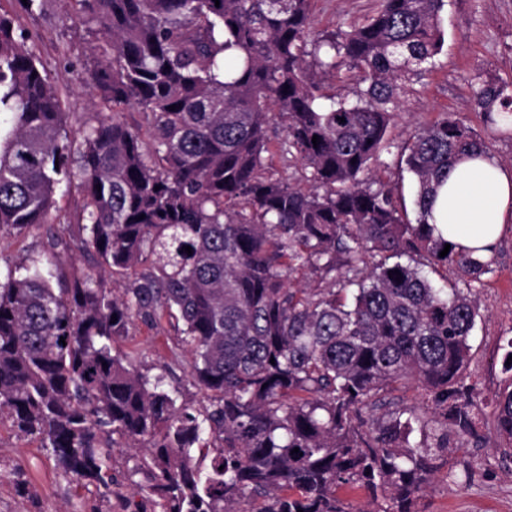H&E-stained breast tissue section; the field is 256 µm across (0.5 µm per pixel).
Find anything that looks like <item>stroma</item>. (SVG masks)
Masks as SVG:
<instances>
[{
	"label": "stroma",
	"instance_id": "1",
	"mask_svg": "<svg viewBox=\"0 0 512 512\" xmlns=\"http://www.w3.org/2000/svg\"><path fill=\"white\" fill-rule=\"evenodd\" d=\"M375 0H315L314 30L332 33L362 22ZM17 13V23L56 84L67 112L65 130L76 137L97 120L99 107L87 69L96 44L70 0H45L41 14L19 12L15 0H0V11ZM444 43L435 66L422 80L400 92L397 117L389 130L403 144L418 129L448 114L462 120L490 147L492 159L512 167V138L487 125L473 93L491 82L512 93V0H446L441 13ZM481 318L473 332V358L465 371L474 383L476 407L483 415L478 438L449 447L437 461L431 484L421 493L419 512H512V456L500 437L491 400L512 373L503 368V346L512 338V223L494 252L491 274L476 287ZM169 323L135 322L117 351L137 350L152 373H166L183 400L199 407L204 394L191 383V359L173 358ZM118 483L109 497L84 487L57 468L39 441L18 437L10 422L0 423V512H132L142 496L128 479L127 455L113 463Z\"/></svg>",
	"mask_w": 512,
	"mask_h": 512
}]
</instances>
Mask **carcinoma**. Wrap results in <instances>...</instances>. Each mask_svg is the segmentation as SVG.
Here are the masks:
<instances>
[{"instance_id": "obj_1", "label": "carcinoma", "mask_w": 512, "mask_h": 512, "mask_svg": "<svg viewBox=\"0 0 512 512\" xmlns=\"http://www.w3.org/2000/svg\"><path fill=\"white\" fill-rule=\"evenodd\" d=\"M70 2L98 36L93 87L109 109L77 138L25 31L0 13V230L46 237L44 259L0 274V421L106 496L116 449L135 450L150 512H238L246 499L251 512H417L448 429L476 434L472 283L492 272L471 250L439 256L447 241L428 222L454 165L489 154L468 126L444 115L397 149L415 219L377 175L403 84L442 48L445 0H378L325 36L312 0ZM341 70L351 96L318 103ZM474 101L512 133V94L488 83ZM121 106L142 112L151 147ZM275 153L307 188L269 164ZM75 175L76 222L54 224ZM77 253L87 268L64 265ZM448 264L457 277L438 287L430 274ZM107 273L128 276L120 296ZM165 317L206 395L193 411L113 348L136 320ZM409 381L430 414L380 403ZM494 415L512 446V384ZM355 490L357 509L341 495Z\"/></svg>"}]
</instances>
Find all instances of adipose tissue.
Listing matches in <instances>:
<instances>
[{
  "label": "adipose tissue",
  "mask_w": 512,
  "mask_h": 512,
  "mask_svg": "<svg viewBox=\"0 0 512 512\" xmlns=\"http://www.w3.org/2000/svg\"><path fill=\"white\" fill-rule=\"evenodd\" d=\"M512 221V169L487 157L459 163L439 189L432 224L449 244L489 257Z\"/></svg>",
  "instance_id": "adipose-tissue-1"
}]
</instances>
